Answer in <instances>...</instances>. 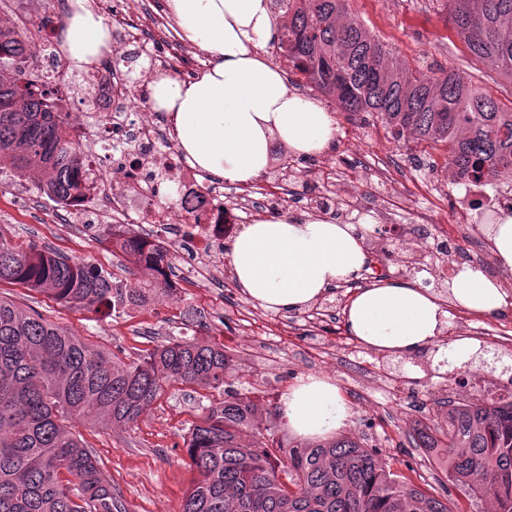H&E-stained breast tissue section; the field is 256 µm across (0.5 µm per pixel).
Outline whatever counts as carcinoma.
I'll list each match as a JSON object with an SVG mask.
<instances>
[{
	"mask_svg": "<svg viewBox=\"0 0 512 512\" xmlns=\"http://www.w3.org/2000/svg\"><path fill=\"white\" fill-rule=\"evenodd\" d=\"M275 2L285 18L277 51L311 89L350 117L381 119L397 143L445 145L460 179L492 186L512 178V99L455 69L405 65L349 12L348 0ZM447 8L474 60L512 84V0H448ZM0 36V67L16 73L0 80V165L20 174L40 168V190L62 204L83 182L84 151L73 147L52 95L25 78L39 42L14 29ZM103 231L128 262L150 271L149 284L123 287L102 269L1 233L0 284L104 314L169 294L166 248L111 224ZM231 371L223 348L190 340L125 362L0 297V512H126L75 424L133 423L169 382L224 393L185 439L197 479L181 512H452L447 497L393 471L349 434L317 444L277 440L280 408L261 423L257 405L228 381ZM412 442L441 452L443 490L512 512V379L498 399L448 407V428Z\"/></svg>",
	"mask_w": 512,
	"mask_h": 512,
	"instance_id": "carcinoma-1",
	"label": "carcinoma"
}]
</instances>
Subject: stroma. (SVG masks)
Masks as SVG:
<instances>
[{"instance_id": "obj_1", "label": "stroma", "mask_w": 512, "mask_h": 512, "mask_svg": "<svg viewBox=\"0 0 512 512\" xmlns=\"http://www.w3.org/2000/svg\"><path fill=\"white\" fill-rule=\"evenodd\" d=\"M349 10L408 64L426 62L472 74L477 85L496 97L512 99V85L500 83L490 66L472 63L441 0H349ZM0 14L25 15L26 29L32 33L60 23L58 0H5ZM127 21L147 28L153 43L164 48L171 62L168 75L188 80L210 65L211 55L184 51L185 40L167 0H156L152 10L141 0H127ZM318 101L336 120V138L325 154L295 158V167L313 172L321 183L353 189L371 210L382 206L381 188H390L392 223L418 225L430 237L457 233L456 203L465 190L449 183L445 150L429 154L413 142L398 146L379 119L350 121L332 99L322 95ZM37 182V171L21 176L9 165L0 166L1 234L104 269L124 286L144 279V272L113 253L101 233H90L85 223L62 217L59 204L41 194ZM0 295L40 311L126 361L170 339H191L223 347L240 382L263 383L279 397L309 377L331 380L348 412L346 429L377 449L394 470L408 471L416 483L432 489L440 487V464L412 447L411 425L420 421L443 426L455 378L440 376L437 366L414 360L411 354L386 355L362 347L359 366L350 365L336 349L312 356L306 312L261 310L237 289L227 294L218 288H188L111 316L71 308L13 285L1 286ZM451 316L483 328L479 341L489 354L507 352L504 335L506 324L512 323V300L493 316L456 308ZM223 399L218 390L172 383L135 423L82 422L76 431L93 450L126 512H180L196 477L184 440L203 408L220 405Z\"/></svg>"}]
</instances>
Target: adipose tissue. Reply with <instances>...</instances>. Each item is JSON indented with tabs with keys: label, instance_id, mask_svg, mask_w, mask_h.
<instances>
[{
	"label": "adipose tissue",
	"instance_id": "obj_1",
	"mask_svg": "<svg viewBox=\"0 0 512 512\" xmlns=\"http://www.w3.org/2000/svg\"><path fill=\"white\" fill-rule=\"evenodd\" d=\"M169 7L183 35L214 58L194 79L162 74L151 83L152 109L173 119L177 146L192 164L247 185L266 173L273 143L300 156L329 149L336 135L330 112L293 91L263 54L276 35L271 0H169ZM61 37L68 61L77 68L104 56L111 41L103 19L85 0H75ZM368 229L365 223L325 217H260L230 247L236 284L267 310H300L328 288L360 277L366 254L359 235ZM479 229L501 268L512 272V214L482 220ZM505 304L496 281L465 266L440 295L397 280L359 289L344 319L349 333L370 350L415 353L433 347L438 357L463 367L477 360L481 345L470 337L441 343L451 308L491 315ZM282 410L289 427L305 438L332 434L348 417L336 384L317 378L288 391Z\"/></svg>",
	"mask_w": 512,
	"mask_h": 512
}]
</instances>
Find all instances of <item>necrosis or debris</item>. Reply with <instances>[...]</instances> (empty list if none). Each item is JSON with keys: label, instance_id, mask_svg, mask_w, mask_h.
<instances>
[{"label": "necrosis or debris", "instance_id": "obj_1", "mask_svg": "<svg viewBox=\"0 0 512 512\" xmlns=\"http://www.w3.org/2000/svg\"><path fill=\"white\" fill-rule=\"evenodd\" d=\"M124 0L112 2V47L105 65L78 71L74 81L59 88L57 98L79 112L93 101L110 106L99 127L100 150H105V171L89 172L88 187L69 200L70 214L84 216L96 209L115 230L137 225L151 232L152 243L169 246L192 244L197 264L188 280L198 288H220L231 272L224 266V242L236 235L241 224L253 222L259 208L281 205L288 199L292 172L275 177L276 192L264 184L244 189L234 202L224 200L220 184L192 167L175 145L174 124L151 109L139 107L147 96L153 68H167L166 60H154L152 68L133 71L136 53H150L148 40L122 27ZM175 188L172 198L161 196V186ZM427 237L406 224H384L370 241L372 252L394 248L412 260H420L426 280L446 284L457 272L456 258L429 256Z\"/></svg>", "mask_w": 512, "mask_h": 512}]
</instances>
